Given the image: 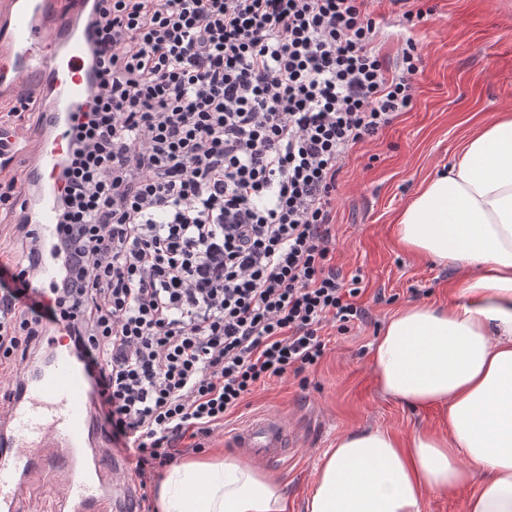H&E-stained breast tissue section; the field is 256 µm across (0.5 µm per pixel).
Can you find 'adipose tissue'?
<instances>
[{"label":"adipose tissue","instance_id":"obj_1","mask_svg":"<svg viewBox=\"0 0 512 512\" xmlns=\"http://www.w3.org/2000/svg\"><path fill=\"white\" fill-rule=\"evenodd\" d=\"M397 243L454 263V298L385 320L370 356L379 394L438 411V427L359 429L327 449L305 512H422L467 491L466 512H512V113L484 122L460 158L423 182ZM157 512H293L280 479L235 458L173 466Z\"/></svg>","mask_w":512,"mask_h":512}]
</instances>
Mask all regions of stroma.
Returning a JSON list of instances; mask_svg holds the SVG:
<instances>
[{
    "label": "stroma",
    "mask_w": 512,
    "mask_h": 512,
    "mask_svg": "<svg viewBox=\"0 0 512 512\" xmlns=\"http://www.w3.org/2000/svg\"><path fill=\"white\" fill-rule=\"evenodd\" d=\"M422 5L431 11L428 20L410 28L390 0L367 4L382 53L396 57L411 38L423 59L413 109L376 140L355 146L336 185V263L347 273L361 271L367 317L347 333H330L323 360L306 373L307 384L290 376L258 389L207 443L208 449L247 459L231 442L232 432L257 414L280 417L303 450L272 472L299 506L324 451L339 436L364 428L405 434L438 423L437 412L417 413L379 395L370 349L399 305L449 299L454 267L405 252L393 224L417 188L456 159L482 121L512 110V0H422Z\"/></svg>",
    "instance_id": "1"
}]
</instances>
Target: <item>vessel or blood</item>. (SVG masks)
<instances>
[{
    "mask_svg": "<svg viewBox=\"0 0 512 512\" xmlns=\"http://www.w3.org/2000/svg\"><path fill=\"white\" fill-rule=\"evenodd\" d=\"M95 0H5L0 7V99L36 98L44 114L39 138L25 148L19 184L36 191V223L44 245L59 234L56 176L70 135V114L90 95L83 17ZM20 393L0 409V512L39 476L60 489L67 512H103L128 504L118 460L104 458L95 424V394L68 343L54 338L44 365L17 369ZM258 459L280 463L298 447L276 416L253 418L232 437Z\"/></svg>",
    "mask_w": 512,
    "mask_h": 512,
    "instance_id": "1",
    "label": "vessel or blood"
}]
</instances>
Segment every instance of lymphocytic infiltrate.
Segmentation results:
<instances>
[{"instance_id":"f902f5d3","label":"lymphocytic infiltrate","mask_w":512,"mask_h":512,"mask_svg":"<svg viewBox=\"0 0 512 512\" xmlns=\"http://www.w3.org/2000/svg\"><path fill=\"white\" fill-rule=\"evenodd\" d=\"M93 81L57 179L59 274L33 225L0 243V366L68 337L140 491L258 388L323 359L366 315L331 248L342 161L414 103L366 0H101ZM15 102L0 209L21 208Z\"/></svg>"}]
</instances>
